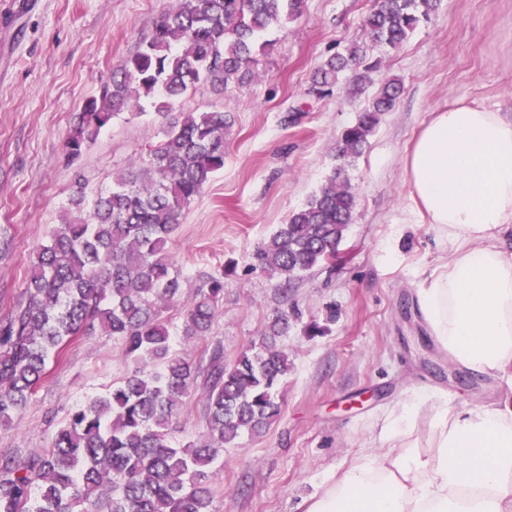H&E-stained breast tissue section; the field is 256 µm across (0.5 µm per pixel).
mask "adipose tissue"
Wrapping results in <instances>:
<instances>
[{
  "label": "adipose tissue",
  "instance_id": "ef3b65f1",
  "mask_svg": "<svg viewBox=\"0 0 512 512\" xmlns=\"http://www.w3.org/2000/svg\"><path fill=\"white\" fill-rule=\"evenodd\" d=\"M412 206L442 254L418 288L431 336L471 372L512 377V116L433 112L404 164ZM406 410L307 512H512V400L441 406L426 452Z\"/></svg>",
  "mask_w": 512,
  "mask_h": 512
}]
</instances>
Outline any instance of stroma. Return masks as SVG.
<instances>
[{
    "instance_id": "1",
    "label": "stroma",
    "mask_w": 512,
    "mask_h": 512,
    "mask_svg": "<svg viewBox=\"0 0 512 512\" xmlns=\"http://www.w3.org/2000/svg\"><path fill=\"white\" fill-rule=\"evenodd\" d=\"M173 0H0V318L19 305L36 246L61 220L76 187L86 198L148 160L162 138L154 112L123 114L67 164L73 115L112 70L132 55ZM374 0H304L300 17L272 34L255 77L226 88L205 85L174 106L221 110L224 168L205 186L171 235L169 251L185 295L210 278L224 294L200 340L182 336L181 305L167 312L175 348L200 370L213 350L225 363L260 345L268 324L288 314L279 345L291 369L281 384V413L262 433L224 451L212 484L215 512H306L312 498L362 457L390 413L431 398L416 412L420 442L431 436L441 404L462 410L512 399V385L476 381L431 340L418 308L421 273L438 254V235L413 212L404 160L431 112L457 101L512 113V0H441L430 22L399 48L371 43L362 19ZM366 45L380 70L333 93L307 89L315 69L351 43ZM401 92L348 173L357 208L336 261L313 268L281 294L251 267L256 246L318 191L337 163L345 128L389 79ZM120 341L90 331L69 344L10 426L0 449L25 456L51 447L72 406L105 392L132 370ZM206 397L184 400L173 445L201 438Z\"/></svg>"
}]
</instances>
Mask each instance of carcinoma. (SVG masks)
I'll list each match as a JSON object with an SVG mask.
<instances>
[{
    "instance_id": "1",
    "label": "carcinoma",
    "mask_w": 512,
    "mask_h": 512,
    "mask_svg": "<svg viewBox=\"0 0 512 512\" xmlns=\"http://www.w3.org/2000/svg\"><path fill=\"white\" fill-rule=\"evenodd\" d=\"M439 2L376 0L363 26L370 41L396 48L432 19ZM302 6L303 0H176L156 18L151 37L74 114L67 155L78 157L120 114L152 108L166 118L201 85L251 79L257 56L270 46L264 36L301 16ZM364 57L358 44L329 55L308 94L329 95ZM399 91L393 79L383 84L342 133L341 158L362 152ZM231 125L221 110L179 113L166 122L144 169L117 177L90 203L78 193L73 211L34 254L25 303L0 320V425L9 426L27 406L50 363L63 361L66 347L96 327L122 341L134 369L71 408L51 447L28 456L0 450V512H213L211 483L224 449L244 433L266 430L279 415L278 386L290 369L277 346L288 332L286 313L269 324L260 350L247 348L229 365L213 355L204 380L207 433L184 447L169 441L199 371L172 348L165 312L179 300L182 281L166 245L224 169ZM356 206L339 165L257 247L252 268L288 293L302 273L335 259ZM223 290L216 279L186 302V338L207 335Z\"/></svg>"
}]
</instances>
